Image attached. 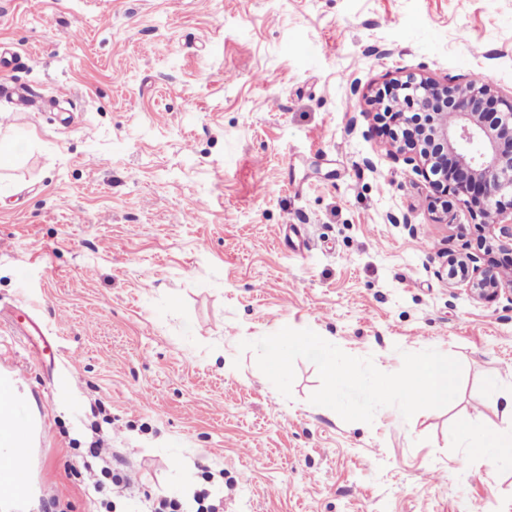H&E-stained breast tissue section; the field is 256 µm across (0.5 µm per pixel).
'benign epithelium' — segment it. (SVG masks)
<instances>
[{"label":"benign epithelium","instance_id":"benign-epithelium-1","mask_svg":"<svg viewBox=\"0 0 512 512\" xmlns=\"http://www.w3.org/2000/svg\"><path fill=\"white\" fill-rule=\"evenodd\" d=\"M418 110L430 115L420 140L442 144L457 162V172L446 182L448 190L467 196L466 212L488 232L499 229L498 247L512 241V218L503 210V199L512 206V100L499 99L484 80L442 84L430 77L411 78L400 84ZM493 244L487 251L494 250ZM478 258L465 256L451 261L458 270L454 285H463L470 296L484 301L501 293L512 294V275L492 266L477 265Z\"/></svg>","mask_w":512,"mask_h":512}]
</instances>
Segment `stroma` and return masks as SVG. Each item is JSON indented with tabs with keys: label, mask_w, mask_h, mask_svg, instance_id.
I'll return each mask as SVG.
<instances>
[{
	"label": "stroma",
	"mask_w": 512,
	"mask_h": 512,
	"mask_svg": "<svg viewBox=\"0 0 512 512\" xmlns=\"http://www.w3.org/2000/svg\"><path fill=\"white\" fill-rule=\"evenodd\" d=\"M0 359L31 444L32 493L0 512H95L70 459L92 409L149 491L224 473V512H512V458L459 432L506 426L512 296L442 274L487 253L463 198L390 154L378 92L482 74L512 97V0H0ZM303 228L306 245L283 241ZM37 316L64 359L11 330ZM309 328L386 373L455 357L454 401L347 422L290 397L255 341ZM506 390L492 393L491 378Z\"/></svg>",
	"instance_id": "35a3bbf8"
}]
</instances>
